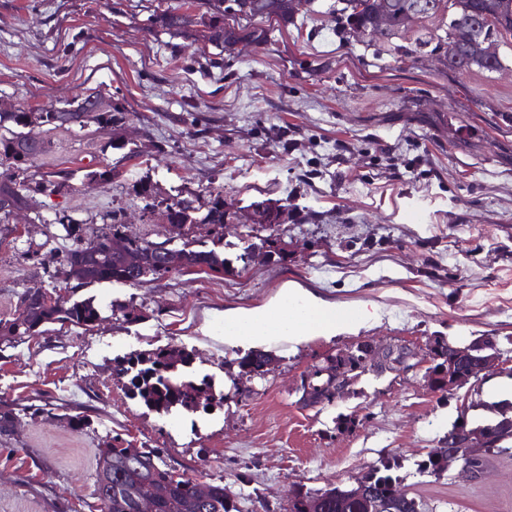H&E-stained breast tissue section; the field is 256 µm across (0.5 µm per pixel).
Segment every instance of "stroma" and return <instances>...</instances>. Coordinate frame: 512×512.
<instances>
[{"instance_id": "1", "label": "stroma", "mask_w": 512, "mask_h": 512, "mask_svg": "<svg viewBox=\"0 0 512 512\" xmlns=\"http://www.w3.org/2000/svg\"><path fill=\"white\" fill-rule=\"evenodd\" d=\"M157 0H0V104L19 112L67 108L101 88L128 119L107 137L51 131L47 168H65L66 191L42 197L35 222L17 218L0 243V318L19 295L45 285L56 212L101 226L118 211L131 235L158 224L140 181L158 199L207 195L246 208L277 200L291 215L260 226L240 216L222 240L224 272L175 270L140 286L85 288L108 315L92 330L69 327L21 343L0 337V400L67 404L93 429L40 417L0 437V512H93L94 455L103 440L158 448L178 473L223 482L239 512H285L293 489L347 486L393 464L424 512H512V452L490 456L484 479L458 470L419 474L446 438L459 397L433 389L436 342L496 340L512 385V43L497 72L458 73L435 46L440 19L392 37L336 26L337 0H315L293 22L259 21L267 38L223 51L166 31L146 33ZM139 156L124 161L129 150ZM125 162L112 184L90 169ZM48 243L42 261L28 244ZM254 254H245L248 244ZM288 281L339 305L367 304L369 327L302 344L281 340L263 374L243 373L224 343V309L268 299ZM192 349L215 377L223 404L164 415L126 394L116 359L165 345ZM363 345L411 351L405 363L367 370L347 394L314 407L302 382L337 353Z\"/></svg>"}]
</instances>
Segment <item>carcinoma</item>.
<instances>
[{
  "label": "carcinoma",
  "mask_w": 512,
  "mask_h": 512,
  "mask_svg": "<svg viewBox=\"0 0 512 512\" xmlns=\"http://www.w3.org/2000/svg\"><path fill=\"white\" fill-rule=\"evenodd\" d=\"M227 0L203 7L201 0H189L186 9L169 6L165 9L156 6L146 30L156 29L170 33H190L201 40L224 49L232 40L242 38L258 42L264 37L259 29L249 30L243 26L225 27ZM411 0H366V7L356 12L348 5L340 8V20L347 26L368 27L373 15L388 11L393 16L408 5ZM449 8L457 17L461 27L458 38L446 43L444 55L448 69L460 72L461 64L468 52L464 50L465 30L471 15L484 12L490 16L497 35L507 41L512 35V0H448ZM238 9L246 20L257 18L275 19L288 24L294 18L289 8V0H240ZM70 124L81 129L95 126V131L107 136H115L126 123L127 115L118 106L110 112H91L80 100L69 105ZM24 125L19 112H0V194L11 193L17 200L32 209L37 205L36 193H53L67 186L68 172L50 170L41 173L30 172L38 159L15 164L10 162L9 149L24 138ZM282 206L264 202L251 204L249 220L253 224H278ZM165 218L169 223L211 224L215 232L224 229L229 213L224 208V194L217 192L202 199L194 194L178 195L165 205ZM109 222L93 230L82 224L69 222L65 215L57 219L60 233L50 235L52 239H68L71 248L63 251L54 269L47 271L51 283L66 276L70 296L65 298L51 292L56 298L50 301L44 295H31L25 291L18 297V309L13 318L0 320V336H9L14 342H22L31 336L50 331V326L80 327L86 330L96 327L103 320L102 308L94 299L76 297L79 289L101 283L137 286L135 273L152 266L157 257L150 252L151 240L146 237L129 238L120 224L116 213L107 215ZM185 253V269L203 272L224 271V255L214 249H204L197 245L192 232H187L181 241ZM194 352L184 346L166 345L155 349L132 353L126 357L127 366L122 372L128 376L125 387L130 397L138 399L147 408L159 414L169 415L174 411L194 412L199 407H208L212 402H224V393L215 390L212 378L192 379L189 368ZM268 362L263 353L246 355L239 366L247 373L259 374ZM336 379V358L331 357L327 364L317 367L308 374V386L318 396L319 403L331 401V387ZM484 409L494 414V418L479 425V428L496 431L502 421L512 420V400L488 403L482 399L471 402L470 410ZM63 419L75 432L90 428L89 417L81 412L71 414L63 405H32L30 412L22 411L14 404L0 401V436L11 435L24 417L36 418L41 415H54ZM392 467L382 464L374 468L378 490L383 491L390 483L400 482L391 474ZM144 481L152 482L158 490V499L150 512H232L224 484H210L211 494L201 499L196 495V482L167 464L155 448L141 449V457L132 461L126 449L115 448L106 442L97 449L96 474L93 495L99 503L98 512H143L139 502V487ZM344 488L334 486L321 489H307L304 496L315 498L322 503L321 512H336V497Z\"/></svg>",
  "instance_id": "carcinoma-1"
}]
</instances>
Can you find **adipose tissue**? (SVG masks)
<instances>
[{
	"instance_id": "1",
	"label": "adipose tissue",
	"mask_w": 512,
	"mask_h": 512,
	"mask_svg": "<svg viewBox=\"0 0 512 512\" xmlns=\"http://www.w3.org/2000/svg\"><path fill=\"white\" fill-rule=\"evenodd\" d=\"M370 317L366 306L349 310L315 291L287 282L260 304L226 307L224 343L244 354L255 351L268 354L280 340L294 343L314 338L330 340L359 329Z\"/></svg>"
}]
</instances>
